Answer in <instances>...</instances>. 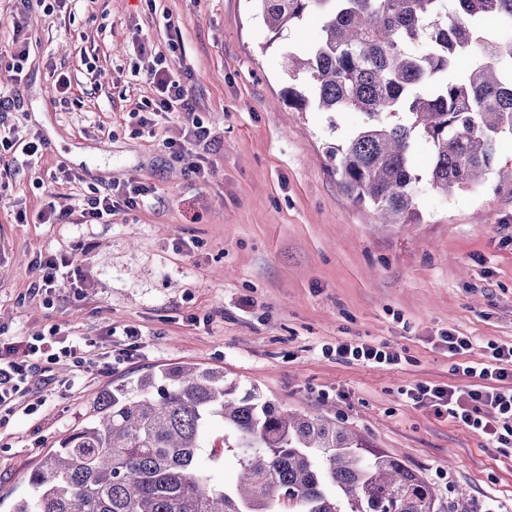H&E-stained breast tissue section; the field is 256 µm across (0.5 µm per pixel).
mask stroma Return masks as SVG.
<instances>
[{"instance_id":"obj_1","label":"stroma","mask_w":512,"mask_h":512,"mask_svg":"<svg viewBox=\"0 0 512 512\" xmlns=\"http://www.w3.org/2000/svg\"><path fill=\"white\" fill-rule=\"evenodd\" d=\"M32 37L23 81L10 67L13 18ZM318 16L273 39L253 0H0V134L46 139L43 155L0 154V341L57 329L85 338L77 357L35 372L0 408V512L30 493L44 455L91 420L104 390L175 364L223 371L240 390L321 416L366 448L402 460L443 512L512 506V449L409 402L415 384L468 386L456 373L487 343L512 344V181L489 174L443 196L421 186L418 218L379 224L328 158L355 113L297 112L281 97L286 47L314 40ZM186 69L194 116L211 131L195 151L208 182L170 161L186 113L153 112L147 67ZM101 69L92 78L88 64ZM71 110L54 104L58 75ZM74 173L76 181L65 178ZM42 187H35V179ZM143 182L145 206L108 224H20L17 208L65 209L114 184ZM69 257V287L34 291L33 263ZM473 339L469 356L438 344ZM385 343L400 365L326 355L341 341ZM36 413L25 407L36 399Z\"/></svg>"}]
</instances>
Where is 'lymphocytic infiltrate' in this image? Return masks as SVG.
Returning a JSON list of instances; mask_svg holds the SVG:
<instances>
[{
  "label": "lymphocytic infiltrate",
  "instance_id": "obj_1",
  "mask_svg": "<svg viewBox=\"0 0 512 512\" xmlns=\"http://www.w3.org/2000/svg\"><path fill=\"white\" fill-rule=\"evenodd\" d=\"M155 91L154 105L159 112L195 110L190 90L179 70L166 60H158L145 76ZM209 129L199 120L188 124L182 141L166 142L168 155L182 163L198 181H206L209 171L192 146L207 141ZM152 193L151 186L139 183L120 189L108 188L81 204L78 212L57 210L46 204L36 214L40 224H66L78 218L83 224H107L118 207L134 209ZM450 354L463 356L457 371L470 378L471 384L461 388L454 385H418L407 392L413 402L429 409L435 417L450 418L486 437L495 448L512 447V346L488 343L487 353L477 361L466 360L473 343L464 336L448 335L443 339ZM77 352L76 345H61L56 331L42 332L0 347V406L12 405L16 395L28 389L29 377L40 363H56L60 358ZM336 358L345 362L366 365H395L401 355L387 346L364 342L337 344Z\"/></svg>",
  "mask_w": 512,
  "mask_h": 512
}]
</instances>
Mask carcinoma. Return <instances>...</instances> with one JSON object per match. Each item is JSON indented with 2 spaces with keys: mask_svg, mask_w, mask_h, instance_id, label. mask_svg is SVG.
Masks as SVG:
<instances>
[{
  "mask_svg": "<svg viewBox=\"0 0 512 512\" xmlns=\"http://www.w3.org/2000/svg\"><path fill=\"white\" fill-rule=\"evenodd\" d=\"M255 2L278 35L311 14L323 19L316 39L287 52L295 83L284 100L298 112L362 116L330 156L344 189L384 223L415 219L423 182L448 194L496 168L500 141L512 137V0ZM419 143L430 151L423 171ZM204 448L236 454L229 484L199 464ZM28 483L13 512H442L401 460L193 365L104 391L94 418Z\"/></svg>",
  "mask_w": 512,
  "mask_h": 512,
  "instance_id": "obj_1",
  "label": "carcinoma"
}]
</instances>
